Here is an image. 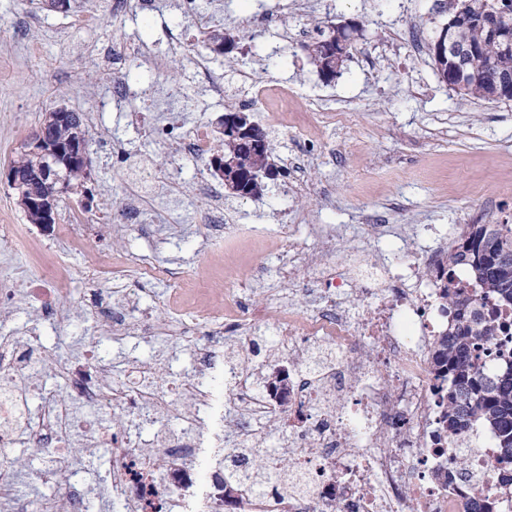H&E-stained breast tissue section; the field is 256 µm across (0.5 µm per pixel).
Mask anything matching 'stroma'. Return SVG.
<instances>
[{
	"instance_id": "35a3bbf8",
	"label": "stroma",
	"mask_w": 512,
	"mask_h": 512,
	"mask_svg": "<svg viewBox=\"0 0 512 512\" xmlns=\"http://www.w3.org/2000/svg\"><path fill=\"white\" fill-rule=\"evenodd\" d=\"M80 0L70 12L47 9L41 0H0V168L5 167L46 111L59 106L82 113L91 138L93 169L86 182L94 200L86 213L91 225L87 249L72 253L67 278L76 293L57 300L50 316L17 301L6 327L40 328L47 347L51 331L62 323L69 355L81 358L100 351L119 375H127L125 358L156 366L163 383L190 371L194 349L166 336L131 338L123 349L110 347L91 326L83 301L89 296L87 252L148 254L183 273L187 289L205 287L202 302L218 305L225 292L237 293L247 305L264 306L285 289L279 274L291 243L317 252L318 224L336 227L340 263L354 250L377 258V246L364 237V215L382 220L387 238L404 242L412 232L431 239L448 224H512V101L498 104L463 102L438 79L428 45L448 20L439 0H334L331 8L313 6L307 19L363 23L360 52L331 82H324L300 46L298 15L288 13L281 29L251 38L240 25L239 0H198V18L206 30H239L233 58L214 56L216 77L233 78L251 70L265 83L287 77L296 89L294 109L304 112L313 100L349 115L345 124L314 128L315 160H307L304 142L294 133L270 131L274 160L285 176L269 182L258 198L228 197L224 210L230 227L203 237L201 199L193 178L195 159L173 153L132 125L129 112L151 121L170 122L191 130L196 123L215 124L230 102L193 90L186 78L202 50L197 27L188 40L170 47V32L179 18L180 0H155L149 24L135 20L138 0ZM144 42L164 50L159 70H124L134 91L129 112L106 109L119 73L112 65L116 43ZM183 170L182 189L172 190L155 174L170 165ZM309 184L296 194L298 179ZM144 193L143 224L132 229L113 215L128 196ZM290 203L294 214L289 237L275 235L276 208ZM30 242L0 241V277L38 274L48 261L51 236L29 230ZM228 342L217 365L237 355L245 340L260 347V359L276 358L280 337L264 325L250 332H227ZM73 475L92 483L85 512H110L107 494L93 480L108 464L106 453H75Z\"/></svg>"
}]
</instances>
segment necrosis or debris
Here are the masks:
<instances>
[{
    "label": "necrosis or debris",
    "mask_w": 512,
    "mask_h": 512,
    "mask_svg": "<svg viewBox=\"0 0 512 512\" xmlns=\"http://www.w3.org/2000/svg\"><path fill=\"white\" fill-rule=\"evenodd\" d=\"M240 79L247 93L238 106L261 107L262 121L287 130V79L271 86L251 82L245 72ZM150 134L199 161L212 146L203 122L189 135L171 123L151 126ZM315 230L317 254L294 247L280 271L289 286L309 285L315 307L301 311L276 302L249 308L233 294L217 308L190 306L179 339L194 345V363L170 385H161L146 362L130 360V377L118 379L96 352L80 361L50 358L36 334L0 336V451L43 449L44 481L62 484L61 492L30 497L16 474L1 468L0 512H81L89 487L68 477L76 438L112 457L107 482L115 512H183L185 472L199 460L214 408V354L223 348L228 326L265 322L284 338L288 378L281 391L247 375L236 379L226 396L238 415L230 444L257 449L279 435L306 487L256 493L242 486L236 494L240 512H476L487 501L495 512H512V484L500 479L505 464L493 434L472 426L452 440L438 431L443 376L431 348L454 323L443 305L438 271L461 226L443 228L429 244L384 246L381 262L358 261L348 268L336 260L332 225ZM53 231L57 246L43 278L27 290L28 304L43 309L55 301L52 283L66 270L71 252L85 246L83 211L73 209ZM88 263L105 283L91 308L98 331L118 346L133 331L143 339L155 337L157 322L113 302L108 284L132 277L170 282L177 271L128 256L103 263L93 255ZM451 284L472 298L475 318L496 315L505 335H512V309L499 306L467 267H453ZM47 364L56 379L51 388L32 381ZM23 391L42 402V409L19 405ZM79 404L98 408L104 419L78 422ZM118 409L136 416L133 428L113 431L107 415ZM456 458L464 460L469 476L451 481L446 473Z\"/></svg>",
    "instance_id": "necrosis-or-debris-1"
}]
</instances>
